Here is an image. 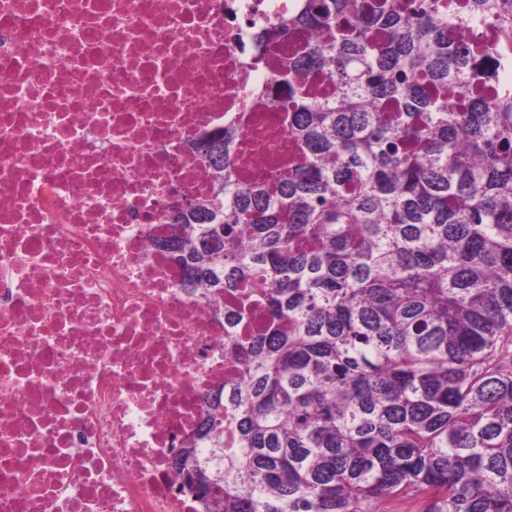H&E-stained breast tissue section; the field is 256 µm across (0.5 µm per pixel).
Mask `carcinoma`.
Wrapping results in <instances>:
<instances>
[{"instance_id":"cac0c4a2","label":"carcinoma","mask_w":512,"mask_h":512,"mask_svg":"<svg viewBox=\"0 0 512 512\" xmlns=\"http://www.w3.org/2000/svg\"><path fill=\"white\" fill-rule=\"evenodd\" d=\"M299 28L297 164L243 187L227 130L211 195L168 215L184 287L259 282L269 314L178 474L208 512H512V74L484 66L512 0H305L275 31Z\"/></svg>"}]
</instances>
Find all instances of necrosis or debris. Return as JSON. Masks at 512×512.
Returning <instances> with one entry per match:
<instances>
[{"label": "necrosis or debris", "mask_w": 512, "mask_h": 512, "mask_svg": "<svg viewBox=\"0 0 512 512\" xmlns=\"http://www.w3.org/2000/svg\"><path fill=\"white\" fill-rule=\"evenodd\" d=\"M298 2L0 0V512H206L175 455L268 312L184 287L167 216L225 128L241 185L296 162Z\"/></svg>", "instance_id": "necrosis-or-debris-1"}]
</instances>
